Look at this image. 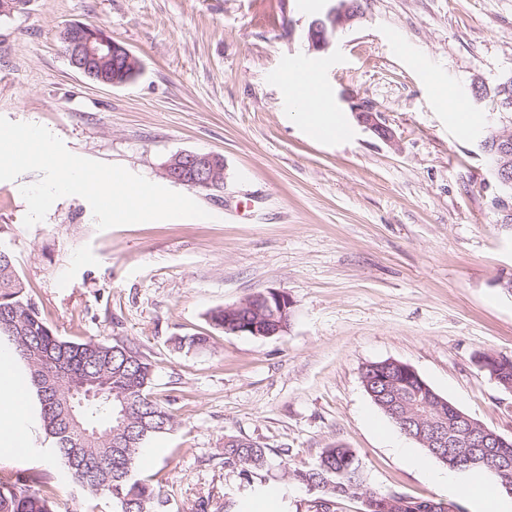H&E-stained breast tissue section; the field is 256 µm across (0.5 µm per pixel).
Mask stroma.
<instances>
[{
	"instance_id": "1",
	"label": "stroma",
	"mask_w": 512,
	"mask_h": 512,
	"mask_svg": "<svg viewBox=\"0 0 512 512\" xmlns=\"http://www.w3.org/2000/svg\"><path fill=\"white\" fill-rule=\"evenodd\" d=\"M324 0H29L0 17V116L38 124L78 156L170 187L184 152L224 160V187L179 186L207 218L98 230L89 203L66 196L25 227L23 186L0 181V242L44 318L71 339L136 343L173 431L141 455L138 477L162 487L168 512H313L315 492L289 473L324 449L357 454L364 486L471 512L413 459L425 451L373 403L366 365H410L440 396L512 439V394L478 357L512 358V228L498 224L496 182L481 147L512 126L492 89L512 75V0H362V16L324 53L306 32ZM100 27L142 63L122 86L68 62L61 34ZM321 68L322 95L345 128L322 140L292 121L267 74L294 55ZM487 89L470 97L474 82ZM469 96V131L445 95ZM372 104L383 139L352 107ZM270 289L288 293L287 332L215 329L211 311ZM205 336L206 348L180 341ZM269 448L261 493L224 464V438ZM41 424L27 456L56 487L57 512H87L86 494L50 457Z\"/></svg>"
}]
</instances>
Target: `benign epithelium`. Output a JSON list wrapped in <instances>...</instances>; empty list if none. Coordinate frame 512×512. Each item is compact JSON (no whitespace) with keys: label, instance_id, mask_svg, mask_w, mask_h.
Listing matches in <instances>:
<instances>
[{"label":"benign epithelium","instance_id":"7a95c632","mask_svg":"<svg viewBox=\"0 0 512 512\" xmlns=\"http://www.w3.org/2000/svg\"><path fill=\"white\" fill-rule=\"evenodd\" d=\"M330 6L323 17L313 20L308 28L307 38L310 49L326 51L331 40L329 33L352 25L361 17V10L350 0H328ZM68 48L70 65L92 80H103L110 70L121 69L128 75L141 71V62L128 49L120 46L106 34L90 31L82 24L68 26L62 36ZM359 122L369 126L382 137L389 139L392 133L378 121V113L369 104L353 106ZM482 148L495 155L498 177L503 186L512 183L508 178L512 170V137L496 135L494 139L482 142ZM167 179L178 184L192 185L201 189H211L224 179V164L221 157L203 153H180L173 156L164 167ZM293 301L283 291L270 289L257 293L235 304L224 306V331L245 336H280L290 325ZM377 372L378 380L385 384V394L390 402L386 408L403 423V432L433 449L434 455L444 464H451L457 455V448L470 449L471 457L487 454L489 449L506 443V438L498 433L486 431L480 424L462 412H457L453 424L466 423L468 428L455 432L448 431L445 409L447 401L436 394L431 387L409 365L387 361L371 365ZM413 387L423 401L422 410L409 405L403 398V387ZM417 432H411V426ZM365 509L374 512L384 509L397 512L401 506L400 496L393 494L384 499L376 495H361Z\"/></svg>","mask_w":512,"mask_h":512}]
</instances>
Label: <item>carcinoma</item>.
I'll use <instances>...</instances> for the list:
<instances>
[{"label":"carcinoma","instance_id":"1","mask_svg":"<svg viewBox=\"0 0 512 512\" xmlns=\"http://www.w3.org/2000/svg\"><path fill=\"white\" fill-rule=\"evenodd\" d=\"M500 114L512 115V76L494 88ZM14 346L30 376L38 399L40 420L61 468L90 495L107 497L112 512H166L169 500L162 490L134 476L141 450L171 431L175 416L152 392L154 369L150 360L128 340H75L59 335L42 316L38 303L26 290L12 253L0 252V340ZM61 364L66 374L53 387L46 386L43 372L52 363ZM498 383H512V359L505 358L490 370ZM92 382L104 394L87 400L70 417L69 384ZM365 390L374 404L387 413L385 385L368 379ZM127 406L126 423L118 439L95 436L93 429L112 427V414ZM269 449H224V465L237 470L251 484L267 464ZM512 462V440L505 448L475 463L469 449H459L455 469L488 471L502 486L512 487V467L499 471L503 459ZM294 479L308 490L333 503L363 493L359 459L350 448L325 449L316 464L298 469ZM54 486L45 473L28 472L14 481L0 483V512H54ZM400 512H449L448 505L430 499L405 496Z\"/></svg>","mask_w":512,"mask_h":512}]
</instances>
